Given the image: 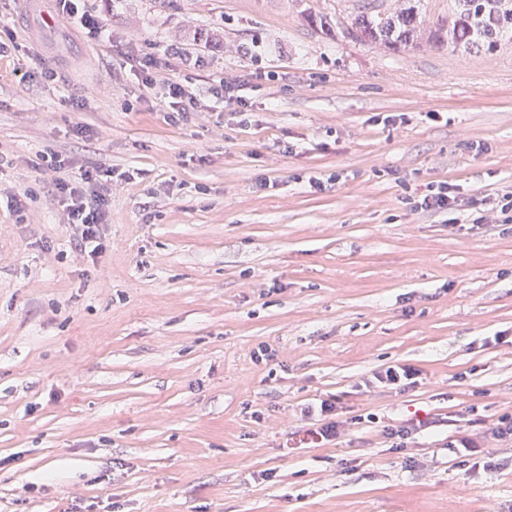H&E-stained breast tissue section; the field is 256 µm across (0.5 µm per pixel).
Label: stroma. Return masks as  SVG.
<instances>
[{
    "instance_id": "stroma-1",
    "label": "stroma",
    "mask_w": 512,
    "mask_h": 512,
    "mask_svg": "<svg viewBox=\"0 0 512 512\" xmlns=\"http://www.w3.org/2000/svg\"><path fill=\"white\" fill-rule=\"evenodd\" d=\"M363 3L83 0L97 41L0 0V512H512V441L445 446L512 413V219L466 209L512 189V34L382 49L334 25ZM171 45L175 123L134 67ZM55 155L101 171L97 257ZM440 181L459 210L414 209ZM404 419L436 427L396 450ZM162 95L165 99L169 100L171 105L179 107L176 112L169 113L172 114L169 115V119L171 121L180 120V118H183L184 114H186V108L181 107L184 105V99H188L189 103H192L194 99L192 92L185 89L181 83L172 79H168L166 82H164L162 86ZM174 114H177V116ZM418 375V370L410 366H388L374 373L375 380L385 386H399L401 387L414 384L416 380L403 383L415 379ZM338 398L322 400L320 414L324 417L323 423L318 428L322 438L326 440L336 439L348 423L340 419L339 409L342 408Z\"/></svg>"
}]
</instances>
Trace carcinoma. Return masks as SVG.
<instances>
[{"mask_svg": "<svg viewBox=\"0 0 512 512\" xmlns=\"http://www.w3.org/2000/svg\"><path fill=\"white\" fill-rule=\"evenodd\" d=\"M418 12L410 6L400 11L362 12L345 25L347 34L386 48L413 47L417 41ZM512 29V0H458L456 11L448 18V44L467 50L493 45L498 37Z\"/></svg>", "mask_w": 512, "mask_h": 512, "instance_id": "obj_1", "label": "carcinoma"}]
</instances>
